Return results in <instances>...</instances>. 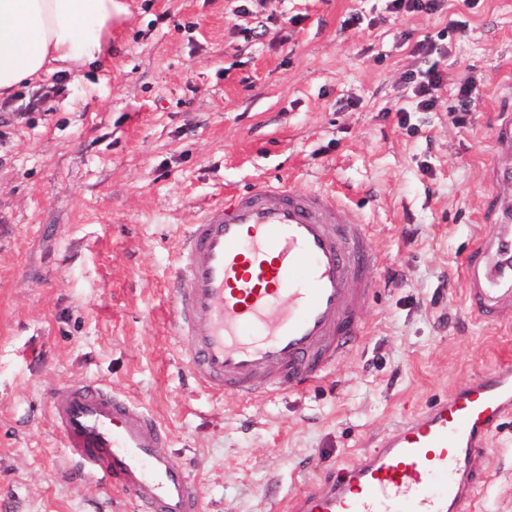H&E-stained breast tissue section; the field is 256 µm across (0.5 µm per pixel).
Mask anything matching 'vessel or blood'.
<instances>
[{"label": "vessel or blood", "instance_id": "obj_1", "mask_svg": "<svg viewBox=\"0 0 512 512\" xmlns=\"http://www.w3.org/2000/svg\"><path fill=\"white\" fill-rule=\"evenodd\" d=\"M497 184L512 185V114L493 136ZM467 258L465 304L512 319V194ZM373 237L336 192L287 182L239 191L205 210L178 242L168 280L172 321L192 378L251 400L320 381L364 334L376 289ZM51 419L82 474L135 512H202V495L167 451L162 424L141 404L92 381L67 384ZM512 416V365L479 375L388 433L353 466L289 500V512H464L485 480L474 459Z\"/></svg>", "mask_w": 512, "mask_h": 512}]
</instances>
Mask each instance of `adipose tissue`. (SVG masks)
I'll return each instance as SVG.
<instances>
[{
    "instance_id": "adipose-tissue-1",
    "label": "adipose tissue",
    "mask_w": 512,
    "mask_h": 512,
    "mask_svg": "<svg viewBox=\"0 0 512 512\" xmlns=\"http://www.w3.org/2000/svg\"><path fill=\"white\" fill-rule=\"evenodd\" d=\"M114 0H0V97L51 72L104 57Z\"/></svg>"
}]
</instances>
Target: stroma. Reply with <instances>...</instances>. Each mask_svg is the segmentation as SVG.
<instances>
[{"instance_id":"obj_1","label":"stroma","mask_w":512,"mask_h":512,"mask_svg":"<svg viewBox=\"0 0 512 512\" xmlns=\"http://www.w3.org/2000/svg\"><path fill=\"white\" fill-rule=\"evenodd\" d=\"M115 0L109 53L0 100V512H133L80 474L49 414L59 385L138 401L204 512H285L401 421L512 363V320L467 311L461 274L495 217L490 142L512 105V0L446 15L384 0ZM356 13L364 25L341 29ZM447 52L415 41L448 20ZM437 63L479 98L398 117ZM339 189L380 256L364 335L334 374L249 402L197 385L166 288L185 225L259 182ZM470 512H512V419L476 459Z\"/></svg>"}]
</instances>
